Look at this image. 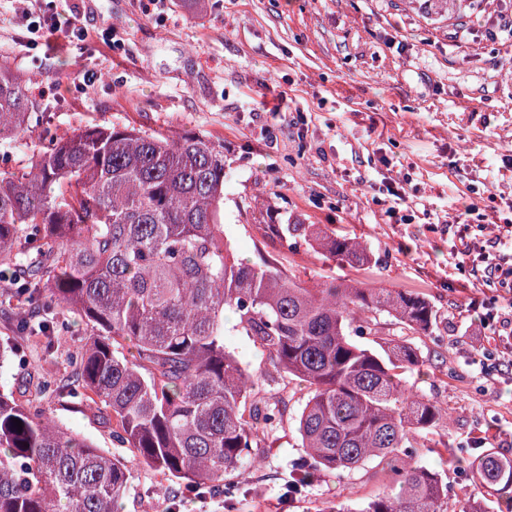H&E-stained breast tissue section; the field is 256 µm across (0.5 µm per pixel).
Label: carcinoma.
I'll use <instances>...</instances> for the list:
<instances>
[{"mask_svg":"<svg viewBox=\"0 0 512 512\" xmlns=\"http://www.w3.org/2000/svg\"><path fill=\"white\" fill-rule=\"evenodd\" d=\"M407 2L430 17L477 6ZM30 108L20 76L1 64L0 145L37 144L26 170H0V277L22 273L11 293L22 309L17 325L46 347L64 330L60 314L90 328L70 378L43 377L39 393L103 404L133 457L187 489L218 487L266 447L285 410L280 400L251 399L254 375L224 344L230 314L272 361L263 383L274 391L286 375L309 393L291 491L377 458L390 485L360 512H490L495 504L512 512V459L491 450L451 453L448 464L493 499L448 502L447 478L419 463V433L446 411L407 384L416 349L356 340L380 314L406 333L432 335L437 311L425 296L354 279L310 284L269 260L237 259L224 241L220 140L133 125L38 133ZM272 230L343 266L372 262L360 243L312 224ZM129 480L124 458L0 392V512H119Z\"/></svg>","mask_w":512,"mask_h":512,"instance_id":"carcinoma-1","label":"carcinoma"}]
</instances>
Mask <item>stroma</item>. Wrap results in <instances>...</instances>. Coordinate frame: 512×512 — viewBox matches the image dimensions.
<instances>
[{
    "label": "stroma",
    "mask_w": 512,
    "mask_h": 512,
    "mask_svg": "<svg viewBox=\"0 0 512 512\" xmlns=\"http://www.w3.org/2000/svg\"><path fill=\"white\" fill-rule=\"evenodd\" d=\"M510 13L512 0H481L471 15L433 24L402 0H159L147 16L139 0H96L80 14L82 42L63 28L29 49L20 0H0V63L51 130L130 123L223 140L224 237L239 258L273 259L305 280L356 277L423 294L440 323L410 336L421 366L408 380L450 413L430 433L438 448L419 461L446 469L449 497L464 500L482 490L447 469L445 447L490 446L512 459V339L498 337L512 291L464 253L496 235L491 258L512 259L502 231L512 225V54L492 32ZM287 222L361 242L372 263L357 271L305 244L286 248L269 227ZM68 325L48 348L18 336L11 307H0V340L13 347L0 390L120 452L102 404L35 389L36 378L66 377L86 345V324ZM281 388L287 409L272 447L226 476L239 487L233 504L223 488L187 491L134 460L121 512H330L387 485L370 460L289 492L307 392L288 379Z\"/></svg>",
    "instance_id": "1"
}]
</instances>
